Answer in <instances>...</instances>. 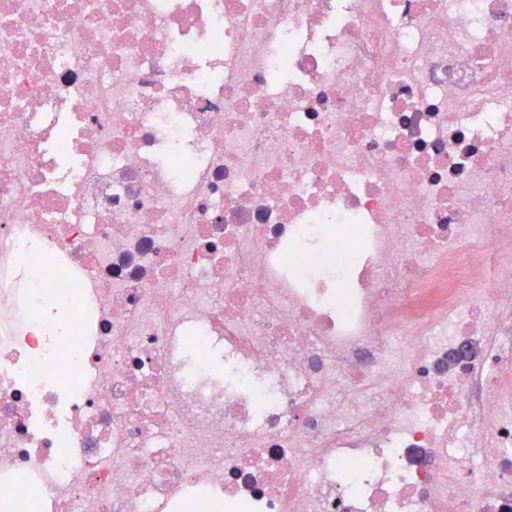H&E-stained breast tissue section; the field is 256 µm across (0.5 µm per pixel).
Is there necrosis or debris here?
<instances>
[{"label":"necrosis or debris","mask_w":512,"mask_h":512,"mask_svg":"<svg viewBox=\"0 0 512 512\" xmlns=\"http://www.w3.org/2000/svg\"><path fill=\"white\" fill-rule=\"evenodd\" d=\"M26 488L512 512V0H0Z\"/></svg>","instance_id":"4bbe7bcc"}]
</instances>
